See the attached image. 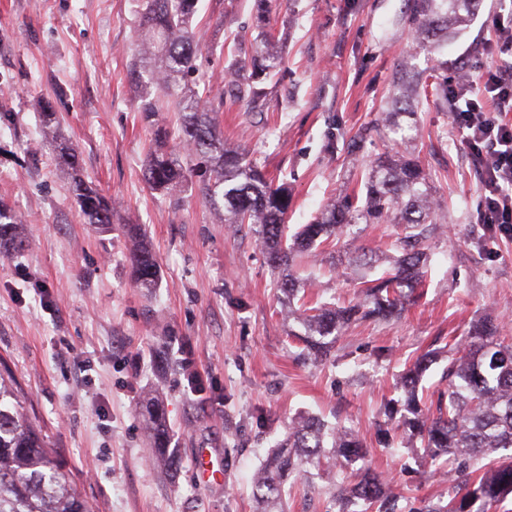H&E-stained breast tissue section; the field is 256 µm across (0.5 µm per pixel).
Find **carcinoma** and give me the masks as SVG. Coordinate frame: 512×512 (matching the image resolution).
I'll return each mask as SVG.
<instances>
[{"mask_svg": "<svg viewBox=\"0 0 512 512\" xmlns=\"http://www.w3.org/2000/svg\"><path fill=\"white\" fill-rule=\"evenodd\" d=\"M141 37L142 66L133 70L140 84L139 112L154 128L146 154L144 176L153 189L193 190L222 222L248 227L261 244L271 268L278 272L277 290L284 295L288 316L299 326L290 336L302 345V355L317 364L327 359L344 330L360 319H389L412 301L423 283L421 239L435 223L438 209L429 175L420 156L410 151L386 152L370 161L359 190L328 200L313 219L288 238V187L267 177L249 153L224 142L211 108V90L199 92L190 78L202 52L196 24L200 0H135ZM483 0H406L402 22L412 41L408 50H439L465 28ZM271 0H253L259 34L234 38L248 45L224 70L222 97L258 105L267 97L265 83L276 76L282 56L277 40L264 32ZM433 74L429 70L398 71L387 107L374 124L351 138L347 152L364 150L372 135L403 131L401 118L425 102ZM43 139L56 141L52 106L39 104ZM56 160L66 169L69 191L83 223L112 230V197L89 185L79 173L72 147L58 144ZM358 224H402L401 255L382 275L361 281L360 300L349 306L301 303L294 307L302 283L293 272L298 254L334 246ZM127 262L131 281L148 293L159 287V265L145 230L128 224ZM26 224L0 201V256L24 247ZM158 376L182 370L197 393L195 411L204 414L219 397L199 385L189 365L171 357L163 337L151 349ZM437 360L428 351L411 360L400 377L402 398L388 410L396 428L411 440L410 449L448 486L447 500L398 506L387 482L374 473L371 450L353 431L329 427L317 416L295 419L288 434L267 453L251 479L257 512H288L286 485L323 471L345 483L332 495L334 512H493L512 493V336L499 322L484 317L448 349L442 380L447 389L430 394L422 385ZM144 436L151 448L176 463L171 448L175 430L159 395L144 398ZM0 512H91L64 465L48 448L40 430L21 406L13 383L0 377Z\"/></svg>", "mask_w": 512, "mask_h": 512, "instance_id": "carcinoma-1", "label": "carcinoma"}]
</instances>
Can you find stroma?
<instances>
[{"label": "stroma", "mask_w": 512, "mask_h": 512, "mask_svg": "<svg viewBox=\"0 0 512 512\" xmlns=\"http://www.w3.org/2000/svg\"><path fill=\"white\" fill-rule=\"evenodd\" d=\"M484 0L472 24L438 51L449 77L498 65ZM404 0H278L271 27L285 65L263 109L220 103L226 141L241 145L292 190L288 225L308 223L327 198L352 189L377 154L375 141L348 155L346 141L386 107L405 68ZM248 0H203L200 82L220 85L238 54L229 40L248 21ZM138 17L132 0H0V199L28 224L25 249L0 259V374L22 389L25 412L94 512H255L251 475L283 439L292 417L351 428L373 448L372 467L393 493L438 500L440 479L408 454L385 409L406 362L445 349L487 315L512 336V239L484 237L479 175L440 98L415 116L413 145L440 204L421 297L388 322L353 323L329 360L303 361L288 334L277 275L249 230L221 223L200 198L151 189L144 160L152 128L138 110ZM50 102L81 172L112 196V229L83 224L68 177L41 144L38 102ZM144 225L162 283L145 294L131 281L122 227ZM399 224H361L332 250L296 269L308 297H359L357 252L397 255ZM178 337L199 380L222 400L193 419L186 381L168 384L166 414L184 429L179 461L161 463L142 436L141 403L156 384L149 353ZM208 455L222 480L202 484Z\"/></svg>", "instance_id": "stroma-1"}]
</instances>
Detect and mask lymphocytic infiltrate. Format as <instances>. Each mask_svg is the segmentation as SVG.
Here are the masks:
<instances>
[{
  "label": "lymphocytic infiltrate",
  "mask_w": 512,
  "mask_h": 512,
  "mask_svg": "<svg viewBox=\"0 0 512 512\" xmlns=\"http://www.w3.org/2000/svg\"><path fill=\"white\" fill-rule=\"evenodd\" d=\"M495 39L487 48L499 64L478 80L450 81L451 117L480 175L478 221L488 236L512 237V15L493 20Z\"/></svg>",
  "instance_id": "lymphocytic-infiltrate-1"
}]
</instances>
